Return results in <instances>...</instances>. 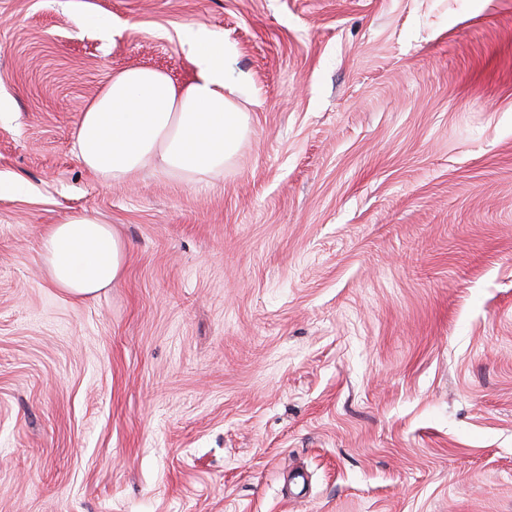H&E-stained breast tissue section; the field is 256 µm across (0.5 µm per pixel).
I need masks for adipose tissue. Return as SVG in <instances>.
I'll use <instances>...</instances> for the list:
<instances>
[{
  "label": "adipose tissue",
  "mask_w": 512,
  "mask_h": 512,
  "mask_svg": "<svg viewBox=\"0 0 512 512\" xmlns=\"http://www.w3.org/2000/svg\"><path fill=\"white\" fill-rule=\"evenodd\" d=\"M232 59L223 39L209 36L194 49V75L184 84L143 67L113 76L80 117L84 166L109 182L145 167L188 182L220 172L249 132L226 81ZM42 259L55 287L93 296L120 277L125 247L110 225L75 214L48 229Z\"/></svg>",
  "instance_id": "obj_1"
}]
</instances>
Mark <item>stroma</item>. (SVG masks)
Here are the masks:
<instances>
[{
	"mask_svg": "<svg viewBox=\"0 0 512 512\" xmlns=\"http://www.w3.org/2000/svg\"><path fill=\"white\" fill-rule=\"evenodd\" d=\"M198 29L235 157L101 181L85 103ZM0 512H512V0H0ZM42 259L56 288L93 296L120 277L125 247L110 225L88 214H75L48 229L42 239Z\"/></svg>",
	"mask_w": 512,
	"mask_h": 512,
	"instance_id": "obj_1",
	"label": "stroma"
}]
</instances>
